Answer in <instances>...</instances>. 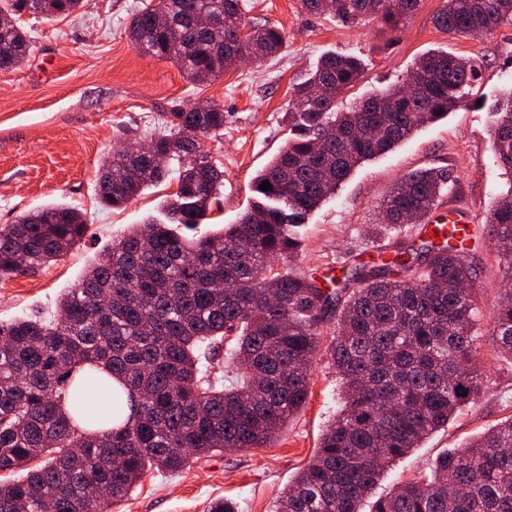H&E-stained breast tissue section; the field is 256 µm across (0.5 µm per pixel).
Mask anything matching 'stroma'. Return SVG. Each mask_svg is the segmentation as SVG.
<instances>
[{"mask_svg":"<svg viewBox=\"0 0 512 512\" xmlns=\"http://www.w3.org/2000/svg\"><path fill=\"white\" fill-rule=\"evenodd\" d=\"M142 0H84L81 10L47 21L27 17L31 49L17 67L0 70V225L23 212L62 204L85 214L82 240L35 272L0 281V321L28 314L52 317L60 296L129 225L159 215L177 186L162 183L119 209L102 208L96 174L100 161L130 138L150 140L164 130L173 104L211 99L224 108V133L204 140L224 168L219 206L209 229L234 223L255 199L253 179L279 153L288 137L285 109L292 84L328 53L358 57L363 80L345 100L384 89L405 78L415 58L431 49L482 58L483 103L461 108L426 125L392 151L358 165L334 199L301 225L303 253L296 264L315 277L343 273L353 259H378L395 240L413 238L405 224L392 236L370 240L382 204L411 172L449 170L453 184L443 209L463 210L480 231L493 201L512 182L494 162L492 107L512 89V25L460 37L439 30L434 17L442 0H422L398 28L379 20L344 25L330 16L305 13L299 0H252L251 14L283 29L279 55L225 71L210 84L186 79L171 61L150 56L129 37V23ZM484 392L463 405L445 430L399 459L373 490L388 493L411 478L443 449L457 448L490 426L512 417V361L482 351ZM339 379L325 353L313 360L305 406L263 448L227 451L192 462L179 474L147 472L112 512H207L210 502L229 498L238 512H273L298 472L313 457L320 435L337 408Z\"/></svg>","mask_w":512,"mask_h":512,"instance_id":"1","label":"stroma"}]
</instances>
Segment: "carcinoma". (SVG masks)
Segmentation results:
<instances>
[{"label":"carcinoma","mask_w":512,"mask_h":512,"mask_svg":"<svg viewBox=\"0 0 512 512\" xmlns=\"http://www.w3.org/2000/svg\"><path fill=\"white\" fill-rule=\"evenodd\" d=\"M82 0H0V69L30 51L25 14L67 17ZM439 29L466 36L512 24V0H443ZM421 0H300L310 15L346 23L378 18L397 28ZM206 11L212 27L198 25ZM245 0H148L130 22L146 53L178 64L197 84L286 46L280 29L246 18ZM482 62L430 50L404 81L344 105L361 79L353 56L326 54L293 85L283 149L254 178L259 195L234 224L191 239L177 226L204 222L224 168L202 139L224 133L212 100L173 107L166 130L136 139L99 168L101 203L113 209L169 180L178 190L166 224H135L112 241L76 287L60 318L0 322V512H111L153 468L176 473L192 459L262 448L306 403L325 323L340 377L339 408L275 512H362L396 460L440 429L483 390L480 350L512 360V189L484 220L509 287L483 312L484 288L459 229L440 243L395 244L393 258L362 263L325 284L294 268L295 228L336 196L361 162L390 151L420 127L480 102ZM493 153L512 175V92L497 109ZM272 189H260L263 182ZM445 169L408 174L383 204L387 228L419 224L448 193ZM76 210L51 204L0 225V281L54 261L83 237ZM288 260L281 268L275 260ZM488 316L490 329L482 331ZM242 376L212 373L220 348ZM86 400L66 410L77 399ZM110 407L102 413L100 403ZM39 459L41 463L31 465ZM370 512H512V418L446 448L429 471L396 484Z\"/></svg>","instance_id":"carcinoma-1"}]
</instances>
